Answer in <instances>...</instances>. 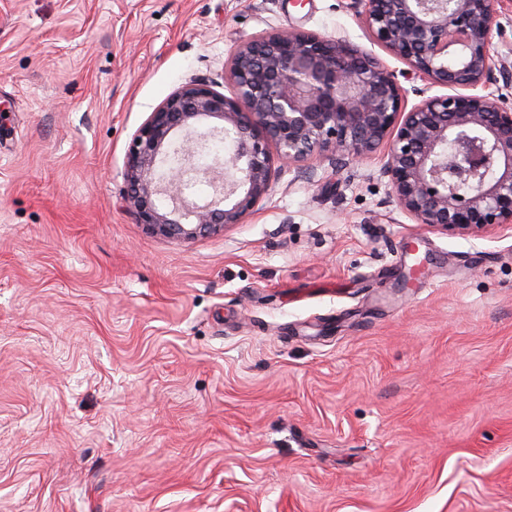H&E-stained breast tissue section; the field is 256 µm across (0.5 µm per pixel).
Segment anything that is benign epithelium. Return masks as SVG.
Listing matches in <instances>:
<instances>
[{
    "instance_id": "1",
    "label": "benign epithelium",
    "mask_w": 512,
    "mask_h": 512,
    "mask_svg": "<svg viewBox=\"0 0 512 512\" xmlns=\"http://www.w3.org/2000/svg\"><path fill=\"white\" fill-rule=\"evenodd\" d=\"M351 8L374 43L448 93L408 110L395 73L342 39L291 30L246 40L231 57V95L187 84L135 132L124 200L138 223L183 243L218 235L243 223L283 168L313 157L359 162L384 145L395 200L416 223L461 236L512 225V107L478 92L497 82L493 0H351ZM202 120L215 125L197 136ZM220 136L234 144L229 158L198 166L208 139ZM188 175L219 199L188 200ZM161 194L172 203L165 211L155 203Z\"/></svg>"
}]
</instances>
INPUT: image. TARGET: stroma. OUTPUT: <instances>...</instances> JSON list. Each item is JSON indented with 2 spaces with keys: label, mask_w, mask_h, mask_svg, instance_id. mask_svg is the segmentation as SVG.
I'll list each match as a JSON object with an SVG mask.
<instances>
[{
  "label": "stroma",
  "mask_w": 512,
  "mask_h": 512,
  "mask_svg": "<svg viewBox=\"0 0 512 512\" xmlns=\"http://www.w3.org/2000/svg\"><path fill=\"white\" fill-rule=\"evenodd\" d=\"M286 29L442 92L350 0H0V512H512V226L415 223L382 148L191 243L126 208L150 112Z\"/></svg>",
  "instance_id": "obj_1"
}]
</instances>
